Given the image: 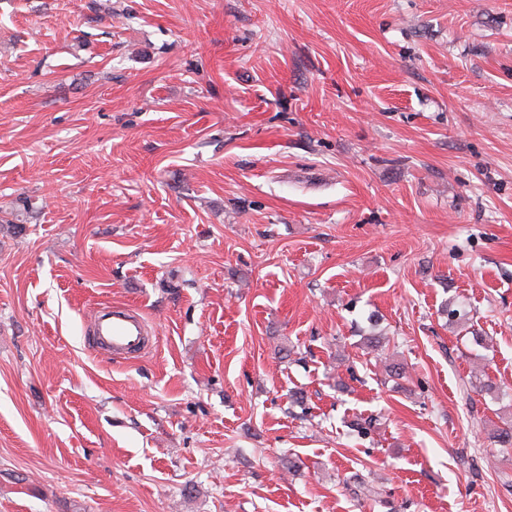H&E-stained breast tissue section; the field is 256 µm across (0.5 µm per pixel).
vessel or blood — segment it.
Here are the masks:
<instances>
[{"mask_svg": "<svg viewBox=\"0 0 512 512\" xmlns=\"http://www.w3.org/2000/svg\"><path fill=\"white\" fill-rule=\"evenodd\" d=\"M93 333L100 345L118 357L144 353L152 345L147 323L133 309L97 313L93 318Z\"/></svg>", "mask_w": 512, "mask_h": 512, "instance_id": "b4317fda", "label": "vessel or blood"}]
</instances>
